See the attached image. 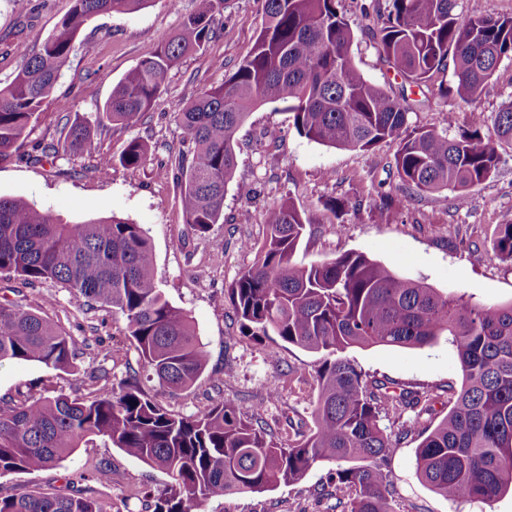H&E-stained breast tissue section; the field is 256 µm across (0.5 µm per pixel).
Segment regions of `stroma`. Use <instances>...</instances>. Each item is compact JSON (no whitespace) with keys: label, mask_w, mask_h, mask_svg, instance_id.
Segmentation results:
<instances>
[{"label":"stroma","mask_w":512,"mask_h":512,"mask_svg":"<svg viewBox=\"0 0 512 512\" xmlns=\"http://www.w3.org/2000/svg\"><path fill=\"white\" fill-rule=\"evenodd\" d=\"M200 0H149L134 12L102 14L80 31L67 66L56 86L54 101L43 108L35 127L20 147V157L0 161V196L26 200L73 223L112 215L142 225L153 247L160 288L169 301L193 318L208 353V365L189 389L169 394L155 382L146 388L152 398L176 415H193L219 400L259 406L262 416L287 442L291 428L309 430L315 382L283 388L275 403H267L269 385L287 379L289 371L312 374L317 354L273 336L256 342L241 335L226 290L253 257L241 239L262 242L264 213L282 197H290L309 220L295 253L299 263L328 262L347 252H361L387 266L397 276L422 280L444 294L465 295L483 303L512 302V262L493 251L497 225L512 222V142L497 145L496 172L468 189L464 206L449 190L412 193L401 188L395 174L397 143L384 142L369 151L330 147L300 136L281 105L267 103L251 112L237 134L235 181L224 194V219L190 245L180 247L185 229L180 190L171 166L181 131L176 112L193 95L223 84L253 46L262 22L259 0H227L216 19L218 33L172 70L154 108L141 124L124 126L94 120L112 96L113 87L156 47L160 36L177 32ZM361 0H342L354 39L351 55L360 72L390 95L400 83L380 60L369 30L372 19L362 15ZM72 7V0H0V88L10 85L23 65L17 45L40 47ZM512 101V59L503 60L475 104L455 94L429 91L409 115L419 127L441 125L454 113L459 127L475 118L489 119ZM92 122L96 154L71 152L54 165L26 161L38 145L63 138L65 122ZM149 147V161L138 168L122 166L119 158L131 140ZM114 158L110 179L96 170L97 154ZM250 185L242 198L238 184ZM392 206L385 221L375 208L381 194ZM347 199L340 214L325 206L332 198ZM18 302L72 336L79 347L76 367L63 372L28 362L0 364V398L20 403L31 398L66 394L91 397L96 389L91 371L105 367L115 378L139 367L138 351L124 322L110 307L82 310L66 288L55 282L20 286L11 291L0 274V303ZM362 370L379 378L434 396L433 409L419 417L418 432L405 433L402 422L383 425L399 445L388 470L393 498L402 512H512V493L494 502L453 505L416 475L415 452L421 430H431L447 414L448 386H460L462 372L455 350L446 343L423 349L354 347L346 352ZM331 463L316 464L295 485L263 494H237L206 501L201 512H323L314 500ZM166 471L127 456L122 450L93 440L48 470L0 474V494L17 486L36 492L67 495L83 490L97 499L104 512H140L138 490H162Z\"/></svg>","instance_id":"stroma-1"}]
</instances>
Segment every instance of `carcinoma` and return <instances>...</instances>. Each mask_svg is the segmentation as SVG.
I'll use <instances>...</instances> for the list:
<instances>
[{
    "instance_id": "carcinoma-1",
    "label": "carcinoma",
    "mask_w": 512,
    "mask_h": 512,
    "mask_svg": "<svg viewBox=\"0 0 512 512\" xmlns=\"http://www.w3.org/2000/svg\"><path fill=\"white\" fill-rule=\"evenodd\" d=\"M149 0H74L70 14L41 49L17 48L24 64L13 84L0 89V160L38 122L54 99L62 68L81 27L110 12L134 11ZM340 0H263L259 35L238 68L218 87L196 94L174 115L182 149L175 155L186 224L195 235L223 218L224 194L238 160L236 135L254 108L279 103L296 131L332 147L369 150L399 141L397 176L408 191L465 192L489 179L498 165L497 142L512 141V101L491 117L492 131L462 129L455 119L419 128L409 98L438 85L474 103L500 62L512 57V16L490 5L478 16L455 14L457 0H386L368 7L377 16L378 52L401 79L400 98L366 79L351 55L352 30ZM224 0H202L180 32L163 35L155 50L122 79L105 104L101 122L138 124L156 103L168 74L214 33ZM453 66V85L445 83ZM95 152L87 123L40 148L53 160L72 149ZM149 158L132 140L120 163ZM303 213L288 199L266 210V236L251 265L227 289L242 330L260 341H282L321 355L314 368L317 396L313 429L274 441L258 413L219 401L209 410L175 416L145 391L142 378L172 394L192 387L206 367L195 325L172 305L156 279L152 246L141 225L112 216L71 224L18 198L0 196V274L25 284L57 281L81 306L112 308L125 323L141 370L104 382L92 398L64 394L0 407V474L51 468L91 437L146 464L172 482L144 493L142 512H200L212 499L263 493L297 483L316 464L336 468L317 493L325 512H397L385 468L396 443L382 421L415 409L432 410L433 397L370 377L342 356L351 347L425 348L444 338L459 359L463 381L452 406L416 448V473L449 502H491L512 487V303L476 304L441 295L423 281L402 279L363 253L297 265ZM493 250L512 260V222L500 224ZM77 342L43 316L18 303H0V363L33 362L49 369L75 367ZM0 512H102L88 496L35 494L24 487L0 496Z\"/></svg>"
}]
</instances>
